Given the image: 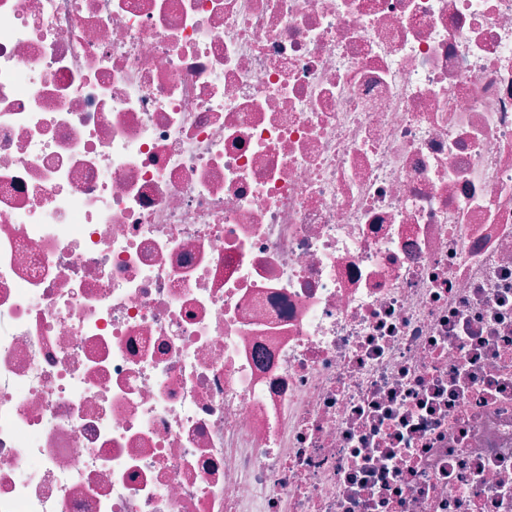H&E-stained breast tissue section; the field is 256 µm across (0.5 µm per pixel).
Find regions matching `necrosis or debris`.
<instances>
[{"instance_id":"4bbe7bcc","label":"necrosis or debris","mask_w":512,"mask_h":512,"mask_svg":"<svg viewBox=\"0 0 512 512\" xmlns=\"http://www.w3.org/2000/svg\"><path fill=\"white\" fill-rule=\"evenodd\" d=\"M390 471L512 512V0H0V512Z\"/></svg>"}]
</instances>
